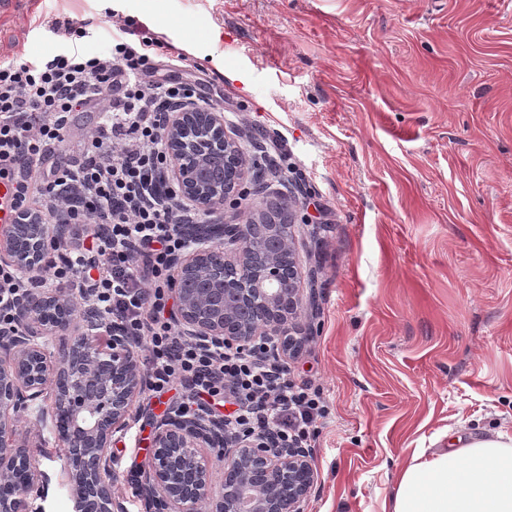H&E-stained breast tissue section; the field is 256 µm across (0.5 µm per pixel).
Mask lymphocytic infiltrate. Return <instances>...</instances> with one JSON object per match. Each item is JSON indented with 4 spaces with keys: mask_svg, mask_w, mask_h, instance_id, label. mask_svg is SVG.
Listing matches in <instances>:
<instances>
[{
    "mask_svg": "<svg viewBox=\"0 0 512 512\" xmlns=\"http://www.w3.org/2000/svg\"><path fill=\"white\" fill-rule=\"evenodd\" d=\"M101 53L79 49L31 60H0V180L13 188L16 210L46 219L70 213L62 255L48 273L52 286L88 288L107 322L137 338L136 355L152 395L180 388L186 409L225 414L229 434L271 433L279 445L308 448L328 416L320 388L290 380L262 351L201 345L181 336L170 315L171 260L188 249L179 227L189 213L159 197L167 165L164 120L172 106L204 105L192 85L161 74L160 64L190 69V58L162 37L113 16ZM94 108L98 121L79 154L55 160L72 113ZM43 169L39 185L22 176ZM100 274L85 284L90 255Z\"/></svg>",
    "mask_w": 512,
    "mask_h": 512,
    "instance_id": "lymphocytic-infiltrate-1",
    "label": "lymphocytic infiltrate"
}]
</instances>
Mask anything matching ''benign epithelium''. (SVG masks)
Returning a JSON list of instances; mask_svg holds the SVG:
<instances>
[{
  "label": "benign epithelium",
  "mask_w": 512,
  "mask_h": 512,
  "mask_svg": "<svg viewBox=\"0 0 512 512\" xmlns=\"http://www.w3.org/2000/svg\"><path fill=\"white\" fill-rule=\"evenodd\" d=\"M165 136L164 186L208 219L181 225L192 248L173 258L176 325L202 345L260 341L275 358L285 356L303 335L294 212L307 190L297 184L242 219L239 200L268 188L254 174L243 133L229 131L217 109L178 106ZM66 229L32 210L0 225V265L15 269L21 284L10 302L13 324L0 330V353L9 356L0 364V512H29L35 470L16 424L48 392L73 512H125L112 497V437L126 427L148 379L124 331L108 327V347L100 350L92 333L103 322L93 308L78 320L65 291L36 287ZM152 429L151 458L139 473L149 512H198L202 502L208 512H306L316 479L308 449L231 436L222 421L181 410L166 411ZM208 448L224 457L216 495Z\"/></svg>",
  "instance_id": "7a95c632"
}]
</instances>
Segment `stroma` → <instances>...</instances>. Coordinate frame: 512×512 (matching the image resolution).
I'll return each mask as SVG.
<instances>
[{
    "instance_id": "stroma-1",
    "label": "stroma",
    "mask_w": 512,
    "mask_h": 512,
    "mask_svg": "<svg viewBox=\"0 0 512 512\" xmlns=\"http://www.w3.org/2000/svg\"><path fill=\"white\" fill-rule=\"evenodd\" d=\"M114 13L196 61L209 105L278 141L314 197L316 298L286 360L330 405L307 512H381L432 435L512 422V0H18L0 58L70 48L53 17L93 21L81 46L105 50ZM175 397L143 394L116 440L127 512ZM17 431L38 512H73L51 401Z\"/></svg>"
}]
</instances>
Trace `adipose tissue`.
Here are the masks:
<instances>
[{"label": "adipose tissue", "mask_w": 512, "mask_h": 512, "mask_svg": "<svg viewBox=\"0 0 512 512\" xmlns=\"http://www.w3.org/2000/svg\"><path fill=\"white\" fill-rule=\"evenodd\" d=\"M382 512H512V427L433 435L399 465Z\"/></svg>", "instance_id": "obj_1"}]
</instances>
